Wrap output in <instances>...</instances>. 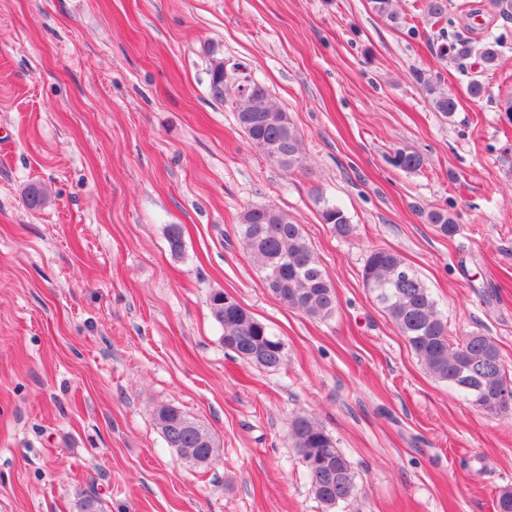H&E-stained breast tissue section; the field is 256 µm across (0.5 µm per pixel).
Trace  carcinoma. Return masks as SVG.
Listing matches in <instances>:
<instances>
[{"label":"carcinoma","mask_w":512,"mask_h":512,"mask_svg":"<svg viewBox=\"0 0 512 512\" xmlns=\"http://www.w3.org/2000/svg\"><path fill=\"white\" fill-rule=\"evenodd\" d=\"M394 0H369V7L380 17L397 25L399 14ZM423 13L428 22L440 25L441 51H451L461 61L478 60L484 69H493L501 56L500 36L483 42L465 41L449 34L448 0H423ZM211 90L215 97L230 95L235 120L250 144L268 160L291 170L302 163V138L288 117L269 98L268 90L250 81L243 89L245 77L224 80V64L210 71ZM434 111L450 117L457 110L456 98L431 81H424ZM390 164L404 172L423 166V157L401 148L389 158ZM30 209L47 202L45 190L36 184L24 192ZM322 221L339 236L351 231L344 210L328 202L321 211ZM427 221L443 237L456 235L458 225L446 209L427 212ZM238 235L250 256L260 264L266 288L280 302L307 317L326 321L336 313L337 295L333 283L323 271L318 257L309 245L303 226L288 213L272 205H250L240 215ZM364 285L373 300L404 336L408 346L420 359L429 375L448 385L484 413H507L512 406L503 405L500 395L512 392V379L506 375L498 346L491 337L470 332L458 340L451 339L437 301L418 271L396 251L376 248L368 255L363 272ZM212 316L223 330L224 347L239 358L270 371L284 363V344L269 328L226 293L210 296ZM155 420L167 447L186 462L207 468L219 459V446L207 427L191 419L179 409L164 405L155 411ZM289 437L302 460L327 451L322 463L307 469L312 492L329 512H339L357 499L359 490L352 464L336 447L332 437L313 418L298 416L290 423Z\"/></svg>","instance_id":"cac0c4a2"}]
</instances>
